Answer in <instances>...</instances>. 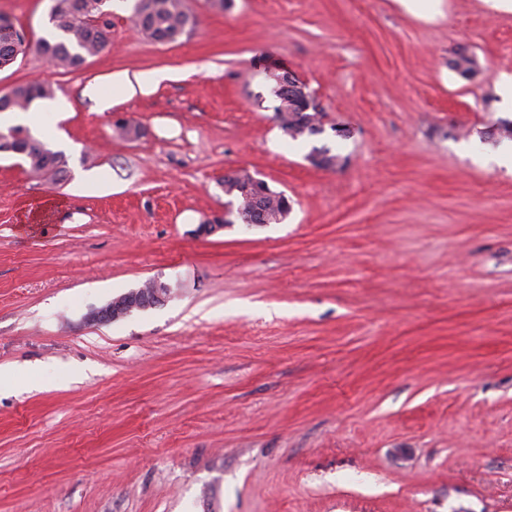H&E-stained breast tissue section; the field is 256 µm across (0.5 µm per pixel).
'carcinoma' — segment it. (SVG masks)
Instances as JSON below:
<instances>
[{
    "label": "carcinoma",
    "instance_id": "obj_1",
    "mask_svg": "<svg viewBox=\"0 0 512 512\" xmlns=\"http://www.w3.org/2000/svg\"><path fill=\"white\" fill-rule=\"evenodd\" d=\"M97 2L54 0L49 36L33 44L27 42L21 45V53L34 47L60 68L80 67L86 57L100 52L110 42V34L99 30L96 24ZM134 15L139 27L158 42H176L193 31L198 23L196 15L186 7L185 0H135ZM14 51L11 34L0 27V65L7 62ZM52 95L53 90L46 83L20 84L0 96V112H27L35 101ZM276 111L283 114L281 129L288 131V136L294 140L303 137L300 133L303 125L317 120V113L303 111L296 94L289 96L287 102L280 103ZM46 147L47 143L34 139L26 150L25 162L31 173L54 181L64 171L65 159L63 153L58 151L46 153ZM287 200L285 194L272 192L264 203V223L281 222L289 211Z\"/></svg>",
    "mask_w": 512,
    "mask_h": 512
}]
</instances>
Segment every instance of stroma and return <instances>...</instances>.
I'll return each mask as SVG.
<instances>
[{"mask_svg":"<svg viewBox=\"0 0 512 512\" xmlns=\"http://www.w3.org/2000/svg\"><path fill=\"white\" fill-rule=\"evenodd\" d=\"M133 5L79 68L0 70V92L52 86L66 117L37 136L67 170L0 153V512H512V11L186 0L197 28L159 43ZM50 6L0 14L35 40ZM272 63L322 135L277 126ZM159 69L103 112L86 93ZM323 144L338 166L310 164ZM230 168L288 218L198 234ZM153 277L164 305L89 322Z\"/></svg>","mask_w":512,"mask_h":512,"instance_id":"stroma-1","label":"stroma"}]
</instances>
